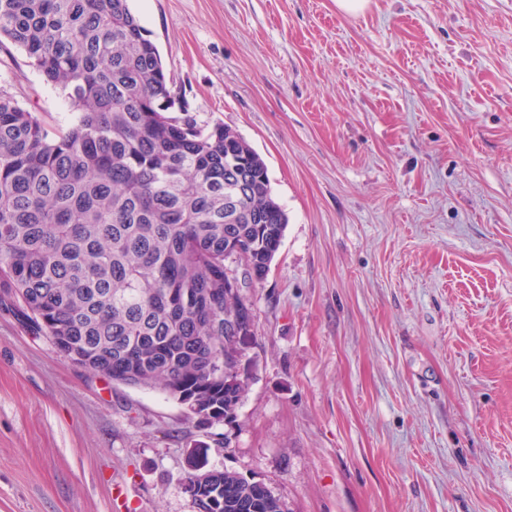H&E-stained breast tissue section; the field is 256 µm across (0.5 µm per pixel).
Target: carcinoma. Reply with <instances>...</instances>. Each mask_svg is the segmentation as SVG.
I'll return each instance as SVG.
<instances>
[{
    "label": "carcinoma",
    "mask_w": 512,
    "mask_h": 512,
    "mask_svg": "<svg viewBox=\"0 0 512 512\" xmlns=\"http://www.w3.org/2000/svg\"><path fill=\"white\" fill-rule=\"evenodd\" d=\"M5 40L77 117L50 130L0 94V306L94 374H146L192 417L233 422L249 384L227 357L242 299L224 292V259L237 247L271 267L287 224L264 160L179 104L128 0H0ZM199 496L283 512L227 468Z\"/></svg>",
    "instance_id": "cac0c4a2"
}]
</instances>
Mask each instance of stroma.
<instances>
[{
  "label": "stroma",
  "instance_id": "1",
  "mask_svg": "<svg viewBox=\"0 0 512 512\" xmlns=\"http://www.w3.org/2000/svg\"><path fill=\"white\" fill-rule=\"evenodd\" d=\"M198 124L288 224L234 422L77 366L0 308V512H195L192 466L283 512H512V0H129ZM0 92L77 114L25 54Z\"/></svg>",
  "mask_w": 512,
  "mask_h": 512
}]
</instances>
